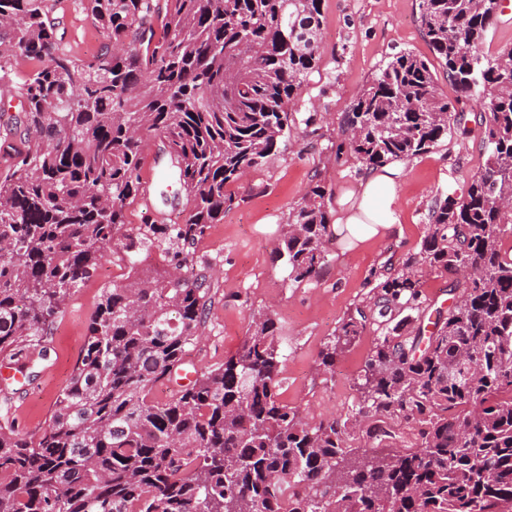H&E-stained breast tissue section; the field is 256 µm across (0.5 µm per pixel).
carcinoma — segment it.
Here are the masks:
<instances>
[{"label": "carcinoma", "mask_w": 512, "mask_h": 512, "mask_svg": "<svg viewBox=\"0 0 512 512\" xmlns=\"http://www.w3.org/2000/svg\"><path fill=\"white\" fill-rule=\"evenodd\" d=\"M59 0H0V72L23 58L20 109L0 110V358L46 342L68 298L113 245L126 282L101 288L69 383L50 422L24 436L0 424V512H512V48L479 51L495 0H416L433 60L400 51L345 118L348 145L372 168L428 152L455 106L432 61L476 102L487 158L461 197L438 193L420 250L384 269L374 306L381 335L358 377L369 441L402 417L415 447L356 456L349 421H305L280 399L276 320L215 369L159 403L153 388L184 365L202 323L207 276L149 272L138 255L184 249L224 218L227 187L291 132L290 109L316 62L322 0H82L105 42L90 59L61 46ZM159 137L190 197L180 224L127 230L142 191L145 148ZM325 186L293 209L279 256L288 280L326 260ZM477 269L450 285L433 330L423 273ZM397 312L401 319L390 317ZM368 321L344 318L321 352H338Z\"/></svg>", "instance_id": "carcinoma-1"}]
</instances>
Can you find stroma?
Masks as SVG:
<instances>
[{
	"mask_svg": "<svg viewBox=\"0 0 512 512\" xmlns=\"http://www.w3.org/2000/svg\"><path fill=\"white\" fill-rule=\"evenodd\" d=\"M62 5L64 46L78 57L92 56L100 43L94 20L82 11L80 0H63ZM401 50L430 54L416 20V0H323L316 67L292 110L290 139L264 166L229 186L230 208L193 248L194 264L209 275L211 288L186 370L222 364L247 336L252 313L262 311L277 320L286 344L279 375L282 400L305 410L312 423L343 421L352 414L360 398L355 382L380 326L375 321L367 325L357 342L337 355L332 372H324L321 351L347 314L373 305L385 265L400 267L418 250L437 193L464 194L486 158L479 126H452L437 146L404 162L398 222L390 236L348 253L329 242L318 277L289 283L286 265L276 257L282 228L313 184L325 186V206L332 209L337 195L364 172L343 134L344 117L378 66ZM161 147L160 140H152L144 153L141 177L150 180L151 193L128 206L130 226L171 224L189 209ZM103 285V278L95 277L70 297L45 355H31V375L0 382V422H12L25 436L47 426Z\"/></svg>",
	"mask_w": 512,
	"mask_h": 512,
	"instance_id": "stroma-1",
	"label": "stroma"
}]
</instances>
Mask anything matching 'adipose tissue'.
<instances>
[{
  "label": "adipose tissue",
  "instance_id": "adipose-tissue-1",
  "mask_svg": "<svg viewBox=\"0 0 512 512\" xmlns=\"http://www.w3.org/2000/svg\"><path fill=\"white\" fill-rule=\"evenodd\" d=\"M399 167L361 174L355 185L336 199L332 230L343 250L350 251L387 236L397 222Z\"/></svg>",
  "mask_w": 512,
  "mask_h": 512
}]
</instances>
